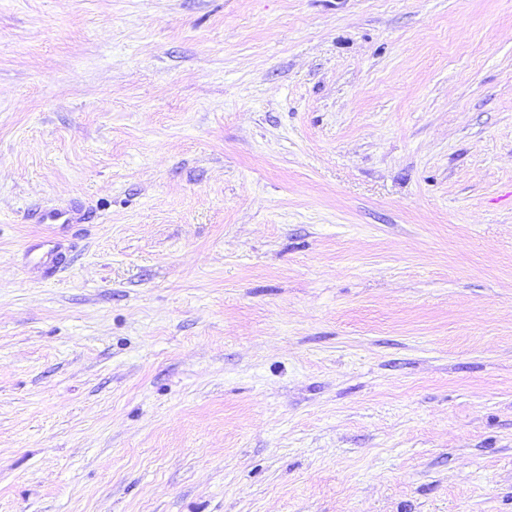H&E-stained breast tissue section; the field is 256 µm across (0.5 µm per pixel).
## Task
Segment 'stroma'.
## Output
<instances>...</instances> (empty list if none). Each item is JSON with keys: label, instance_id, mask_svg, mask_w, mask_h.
<instances>
[{"label": "stroma", "instance_id": "obj_1", "mask_svg": "<svg viewBox=\"0 0 512 512\" xmlns=\"http://www.w3.org/2000/svg\"><path fill=\"white\" fill-rule=\"evenodd\" d=\"M0 512H512V0H0ZM29 251L37 254L39 263L46 264L47 262H50V269L52 270L60 268L63 264V254L59 251L57 243H54L51 240H44L31 244L29 246Z\"/></svg>", "mask_w": 512, "mask_h": 512}]
</instances>
